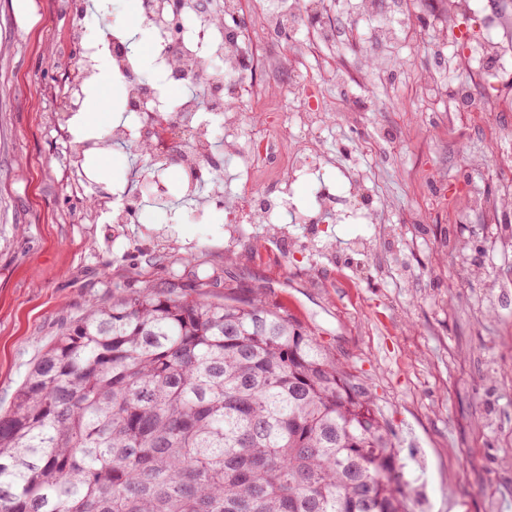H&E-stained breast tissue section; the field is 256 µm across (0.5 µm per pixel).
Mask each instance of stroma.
Segmentation results:
<instances>
[{
    "instance_id": "obj_1",
    "label": "stroma",
    "mask_w": 512,
    "mask_h": 512,
    "mask_svg": "<svg viewBox=\"0 0 512 512\" xmlns=\"http://www.w3.org/2000/svg\"><path fill=\"white\" fill-rule=\"evenodd\" d=\"M32 2L30 20L0 0V411L46 345L114 286L160 288L176 277L191 290L207 274L203 297L261 290L368 384L395 442L408 512H512V241L467 208L469 182L493 195L512 179L505 166L474 170L512 151L491 132L512 111L458 113L432 90L439 75L470 83L453 67L457 29L481 38L490 0H473L443 45L429 37L440 0H421L414 28L395 43L371 45L358 26L303 59L326 107L318 135L327 164L296 179L293 204L312 209L321 184L343 195L360 173L372 196L356 213L273 237L261 224L228 223L224 202L241 197V179L200 214L177 196L178 169L142 161L131 144L114 149L112 200L154 175L173 197L144 199L130 223H105L86 203L100 190L97 165L73 160L62 119L79 17L68 0ZM380 63L396 66L390 83L376 77ZM331 66L351 80H325ZM361 238L372 249L357 256L349 245Z\"/></svg>"
}]
</instances>
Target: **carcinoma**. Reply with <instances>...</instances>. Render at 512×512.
Wrapping results in <instances>:
<instances>
[{"instance_id": "carcinoma-1", "label": "carcinoma", "mask_w": 512, "mask_h": 512, "mask_svg": "<svg viewBox=\"0 0 512 512\" xmlns=\"http://www.w3.org/2000/svg\"><path fill=\"white\" fill-rule=\"evenodd\" d=\"M367 385L282 306L176 282L64 327L0 414V512H406Z\"/></svg>"}]
</instances>
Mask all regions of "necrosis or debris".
<instances>
[{
  "mask_svg": "<svg viewBox=\"0 0 512 512\" xmlns=\"http://www.w3.org/2000/svg\"><path fill=\"white\" fill-rule=\"evenodd\" d=\"M196 4L197 0H182L176 7L172 0H139L144 24L155 32L160 47L157 61L161 72L181 74L189 87L172 106L159 105L158 82L142 77L137 57L122 34L109 31L101 35L83 27L70 36L77 50L76 78L66 89L71 104L79 103L83 86L95 79L100 56H108L128 103L117 128L120 143L148 140L154 152L177 151L182 193L189 198L203 187L209 195L223 194V174L214 173L205 180L197 177L203 162L213 159L216 149H223L235 157L247 177L262 183L260 193L243 194L232 221L245 214L267 224L281 223L286 217L295 224L306 223V215L292 212L288 204V182L319 170L324 156L313 136L289 145L288 117L273 111L268 80L272 73L287 71L285 94L308 96L310 76L298 65L307 44L298 38V31L310 25L319 40L333 41L343 36V29L327 17L324 0H288L287 9L272 12L258 9L256 0H224V15L230 24L223 28L198 13ZM355 8L357 18H375L369 39L379 46L394 43L399 33L414 26V12L406 6L382 19L375 16L378 0H356ZM505 61L502 44L490 29L476 45L457 54V66L487 92L477 100L470 86H456V111H469L478 102L483 111L498 112L512 102V90L500 82ZM265 110L271 117L263 133H245L247 113ZM206 112L223 117V142H216L204 122Z\"/></svg>",
  "mask_w": 512,
  "mask_h": 512,
  "instance_id": "4bbe7bcc",
  "label": "necrosis or debris"
}]
</instances>
